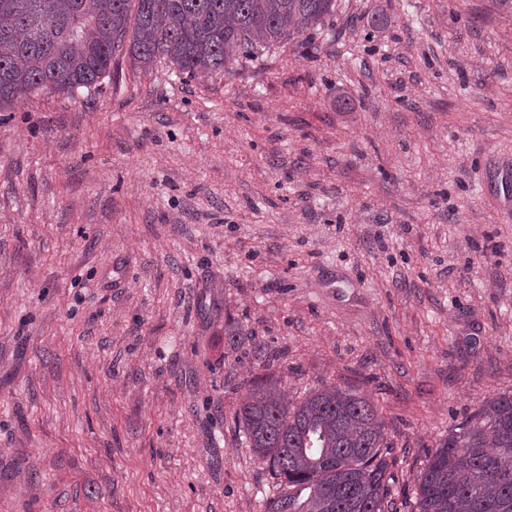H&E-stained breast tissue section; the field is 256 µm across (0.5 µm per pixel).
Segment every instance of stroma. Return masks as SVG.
Here are the masks:
<instances>
[{
  "label": "stroma",
  "mask_w": 512,
  "mask_h": 512,
  "mask_svg": "<svg viewBox=\"0 0 512 512\" xmlns=\"http://www.w3.org/2000/svg\"><path fill=\"white\" fill-rule=\"evenodd\" d=\"M336 2L256 60L121 52L0 112V512H264L259 375L364 393L411 512L512 390V13Z\"/></svg>",
  "instance_id": "obj_1"
}]
</instances>
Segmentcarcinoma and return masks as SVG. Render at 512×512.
<instances>
[{"label":"carcinoma","instance_id":"1","mask_svg":"<svg viewBox=\"0 0 512 512\" xmlns=\"http://www.w3.org/2000/svg\"><path fill=\"white\" fill-rule=\"evenodd\" d=\"M336 0H0V112L25 92H74L112 70L118 48L142 69L182 74L324 26ZM236 424L278 480L264 512H393L385 424L369 398L336 385L285 403L272 379L251 384ZM411 512H512V390L448 430L416 478Z\"/></svg>","mask_w":512,"mask_h":512}]
</instances>
